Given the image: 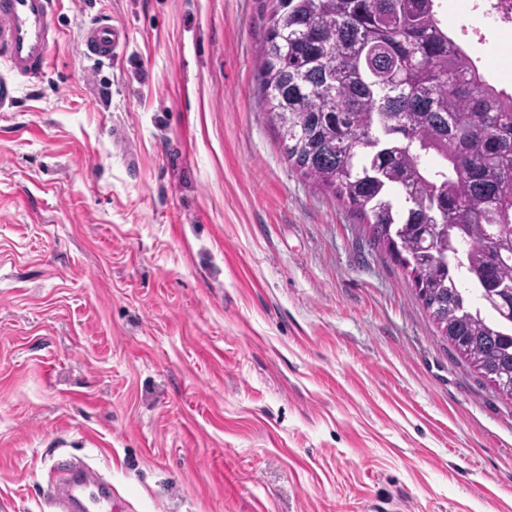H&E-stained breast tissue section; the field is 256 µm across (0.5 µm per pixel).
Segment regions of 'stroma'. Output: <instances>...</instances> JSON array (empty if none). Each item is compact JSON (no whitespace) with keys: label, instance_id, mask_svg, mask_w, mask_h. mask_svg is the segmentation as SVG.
<instances>
[{"label":"stroma","instance_id":"stroma-1","mask_svg":"<svg viewBox=\"0 0 512 512\" xmlns=\"http://www.w3.org/2000/svg\"><path fill=\"white\" fill-rule=\"evenodd\" d=\"M270 8L60 0L0 110V512H50L73 459L118 512H512V400L288 165ZM106 17L129 38L96 63ZM128 32L124 25L102 20L81 29L83 53L91 60H111L115 51L125 44Z\"/></svg>","mask_w":512,"mask_h":512}]
</instances>
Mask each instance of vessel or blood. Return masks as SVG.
Here are the masks:
<instances>
[{
	"instance_id": "vessel-or-blood-1",
	"label": "vessel or blood",
	"mask_w": 512,
	"mask_h": 512,
	"mask_svg": "<svg viewBox=\"0 0 512 512\" xmlns=\"http://www.w3.org/2000/svg\"><path fill=\"white\" fill-rule=\"evenodd\" d=\"M56 0H0V108L9 106L16 92V79L43 75L52 45L59 32L54 24ZM128 38L124 25L102 20L85 26L80 39L83 53L91 60L111 59ZM56 512H113L112 499L86 491L82 482L59 477L51 484Z\"/></svg>"
}]
</instances>
